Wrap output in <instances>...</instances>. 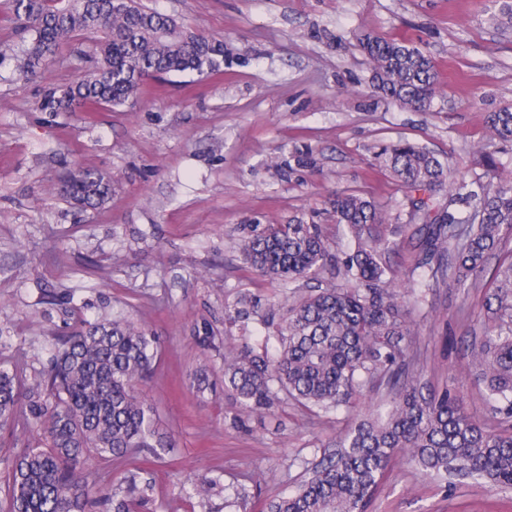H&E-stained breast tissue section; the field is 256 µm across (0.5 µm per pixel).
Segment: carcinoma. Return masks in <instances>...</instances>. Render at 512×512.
Returning <instances> with one entry per match:
<instances>
[{
	"label": "carcinoma",
	"instance_id": "obj_1",
	"mask_svg": "<svg viewBox=\"0 0 512 512\" xmlns=\"http://www.w3.org/2000/svg\"><path fill=\"white\" fill-rule=\"evenodd\" d=\"M10 9L31 36L14 55L22 80L44 78L64 51L85 54L79 36L101 35L91 66L74 81L50 87L36 103L40 112L121 106L150 79L215 73L224 64L223 42L188 31L139 0H10ZM358 46L370 59L374 92L429 109L438 78L431 58L397 38L364 37ZM486 123L512 145V108L487 113ZM374 160L412 194L418 223L398 229L409 233L416 251L413 269L427 274L419 287L440 280L487 289L484 334L468 355L492 409L509 427L482 424L452 388L429 387L419 377L400 380L413 330L397 274L385 261L399 247L380 231L390 223L386 211L354 192L333 195L329 214L354 242L340 253L320 224H245L238 250L263 276L287 285L328 271L340 284L267 303L278 344L273 353L224 336V390L246 410L263 414L281 392L327 411L377 376L396 389L384 410L351 425L336 439V451L296 492L270 502L267 512H368L399 455L437 475L461 473L512 488V253L483 280L488 258L512 239V179L498 177L492 159L485 183L454 177L430 151L405 140L379 145ZM57 194L99 207L111 196L112 182L101 172L78 170L58 184ZM456 203L464 209H450ZM259 305L240 298L225 318L245 321ZM156 361L155 337L128 318L82 323L61 338L47 370L30 384L20 362L0 361V431L40 430L0 472V512H86L94 497L110 502L112 512L141 508L150 484L133 477L119 498L84 465L92 457L110 462L152 447L154 409L137 384Z\"/></svg>",
	"mask_w": 512,
	"mask_h": 512
}]
</instances>
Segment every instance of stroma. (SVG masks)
Instances as JSON below:
<instances>
[{
  "label": "stroma",
  "instance_id": "stroma-1",
  "mask_svg": "<svg viewBox=\"0 0 512 512\" xmlns=\"http://www.w3.org/2000/svg\"><path fill=\"white\" fill-rule=\"evenodd\" d=\"M142 2L222 41V71L164 76L109 110L49 113L35 102L47 85L87 69L94 39L45 79L19 80L7 55L21 37L0 0V359H23L34 376L79 320L134 319L157 341L155 369L139 385L155 411L156 445L88 467L116 487L150 471L143 512H262L391 392L379 377L349 407L325 412L284 398L260 418L225 391L223 344L199 347L195 332L220 338L225 308L242 295L282 293L244 265L240 226L312 219L346 248L327 212L341 191L408 223L406 189L372 161L381 143L407 140L453 174L484 176L482 153L495 149L485 115L512 107V27L498 21L497 0ZM363 35L400 37L432 58L438 93L428 111L373 92L356 46ZM77 168L111 178L106 204L82 208L53 195L54 182ZM484 297L450 283L430 289L412 313L405 366L455 388L489 423L467 356L482 333ZM203 367L214 384L200 390L193 377ZM202 478L219 481L204 501L191 493ZM369 512H512V492L400 463Z\"/></svg>",
  "mask_w": 512,
  "mask_h": 512
}]
</instances>
